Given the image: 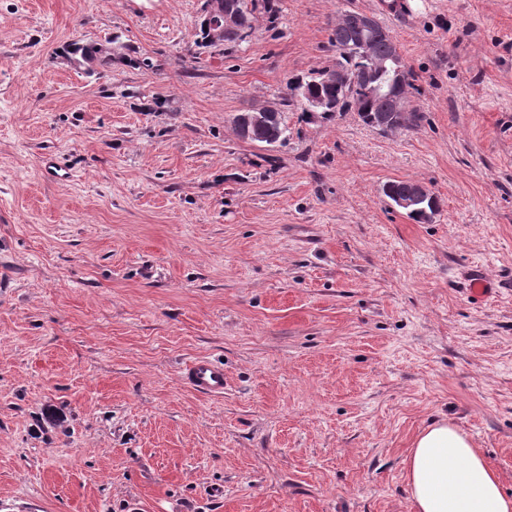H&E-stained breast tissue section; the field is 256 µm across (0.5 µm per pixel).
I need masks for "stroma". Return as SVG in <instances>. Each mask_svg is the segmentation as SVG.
Listing matches in <instances>:
<instances>
[{
    "label": "stroma",
    "mask_w": 512,
    "mask_h": 512,
    "mask_svg": "<svg viewBox=\"0 0 512 512\" xmlns=\"http://www.w3.org/2000/svg\"><path fill=\"white\" fill-rule=\"evenodd\" d=\"M273 5L202 48L201 0H0V512H414L443 419L512 496V0ZM347 10L398 42L414 128L284 107ZM260 106L284 143L236 132ZM407 179L432 223L384 197ZM409 180H392L387 182L383 187V193L386 198L391 201H395L394 195L400 194L405 187V183ZM435 196V194L423 183L418 181H413L405 191H403L399 196H396V204L397 207L403 210L411 211H424L427 215L432 214L435 217V214L439 212V201H437L436 210L431 211L425 204L430 202ZM406 216L417 224H426L430 223L432 220H427L426 215L422 212L419 213H407ZM185 383L194 391L211 397L224 395V364L206 357L191 359L182 370Z\"/></svg>",
    "instance_id": "35a3bbf8"
}]
</instances>
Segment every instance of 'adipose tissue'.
Here are the masks:
<instances>
[{"label": "adipose tissue", "instance_id": "ef3b65f1", "mask_svg": "<svg viewBox=\"0 0 512 512\" xmlns=\"http://www.w3.org/2000/svg\"><path fill=\"white\" fill-rule=\"evenodd\" d=\"M405 472L415 512H512L498 473L451 423H435L418 435Z\"/></svg>", "mask_w": 512, "mask_h": 512}]
</instances>
